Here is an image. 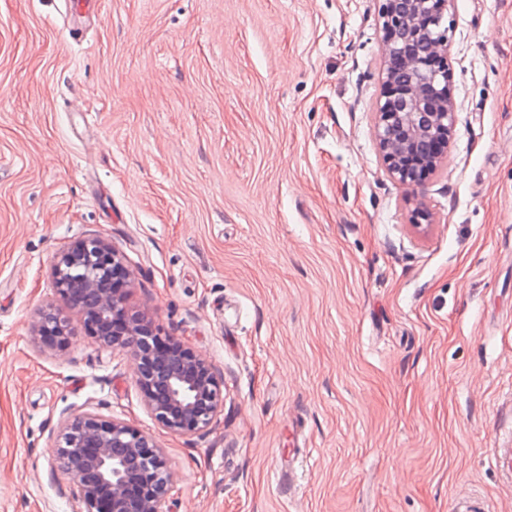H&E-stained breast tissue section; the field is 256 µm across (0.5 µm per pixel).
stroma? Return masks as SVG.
<instances>
[{
	"mask_svg": "<svg viewBox=\"0 0 512 512\" xmlns=\"http://www.w3.org/2000/svg\"><path fill=\"white\" fill-rule=\"evenodd\" d=\"M379 0H0V512H78L63 415L152 434L168 512H512V0H453L457 122L421 188L374 138ZM106 240L149 312L224 374L176 435L134 362L75 329L57 254ZM33 329L42 346L51 351H64L73 335L70 319L53 304L38 309Z\"/></svg>",
	"mask_w": 512,
	"mask_h": 512,
	"instance_id": "obj_1",
	"label": "stroma"
}]
</instances>
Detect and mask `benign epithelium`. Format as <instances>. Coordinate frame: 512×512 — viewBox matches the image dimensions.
<instances>
[{
    "mask_svg": "<svg viewBox=\"0 0 512 512\" xmlns=\"http://www.w3.org/2000/svg\"><path fill=\"white\" fill-rule=\"evenodd\" d=\"M451 0H383V91L374 136L386 175L416 189L448 160L456 127L450 27L439 33ZM416 229L433 216L412 195ZM56 293L76 312L84 331L106 348L127 350L144 403L171 433L209 428L224 407V379L216 367L175 336H163L151 315L126 306L132 272L102 238L80 240L53 266ZM33 329L42 346L62 352L73 335L70 319L48 304ZM55 467L71 477L83 512H165L173 483L168 457L154 437L119 418L81 411L64 417L54 444Z\"/></svg>",
    "mask_w": 512,
    "mask_h": 512,
    "instance_id": "benign-epithelium-1",
    "label": "benign epithelium"
}]
</instances>
